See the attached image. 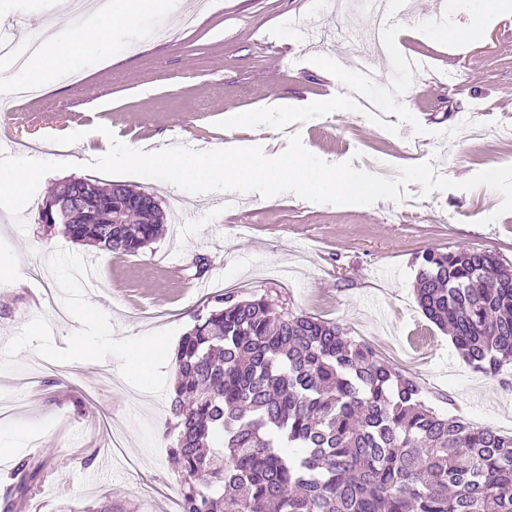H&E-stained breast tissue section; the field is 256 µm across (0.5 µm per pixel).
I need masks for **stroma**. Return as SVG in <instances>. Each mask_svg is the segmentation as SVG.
Here are the masks:
<instances>
[{
    "label": "stroma",
    "instance_id": "35a3bbf8",
    "mask_svg": "<svg viewBox=\"0 0 512 512\" xmlns=\"http://www.w3.org/2000/svg\"><path fill=\"white\" fill-rule=\"evenodd\" d=\"M168 20L154 13L117 25L108 43L84 42L68 61L77 80L43 87L38 99L0 120V138L31 142L37 156L55 160L51 141L71 143V156L107 152L109 127L134 148L184 146L203 150L223 140L217 123L276 100L298 105L326 99L329 74L313 64L315 42L347 65L370 16L361 7L336 12L326 0H164ZM65 20L69 0H0V36L47 11ZM196 14L192 27L183 18ZM164 25L166 40L148 32ZM415 45L427 61L401 103L424 126L415 134L398 124L389 133L370 122L372 103L279 131L240 128V140L266 155L284 151L290 135L329 163L393 177L425 161L463 181L477 172L512 165V28L496 22L472 41L456 34L433 40L422 27H404L399 51ZM70 178L135 185L157 195L167 214L164 235L137 254L115 256L46 234L39 211L56 183ZM410 184L397 202L372 205L313 203L291 193L191 194L139 175L110 177L90 169L52 172L25 207V229L0 210V262L16 265L18 285L0 288V373L19 382L10 394L13 426L28 431L25 446L0 455V512L11 505L14 472L22 462L40 473L28 499L31 512H76L112 500L126 512H171L181 480L169 463L165 436L173 356L193 316L215 295L269 294L295 313L341 325L390 364L415 376L437 412L512 431V367L490 377L473 371L450 336L419 310L414 257L460 245L512 262V212L491 225L500 195L486 187L421 196ZM93 260L100 279L87 291L76 272ZM204 267H197V260ZM101 310L100 328L75 314L57 320L66 302ZM93 339L92 358L72 354L77 338ZM163 341L148 384L125 371L126 351Z\"/></svg>",
    "mask_w": 512,
    "mask_h": 512
}]
</instances>
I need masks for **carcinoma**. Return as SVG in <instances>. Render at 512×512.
<instances>
[{"mask_svg":"<svg viewBox=\"0 0 512 512\" xmlns=\"http://www.w3.org/2000/svg\"><path fill=\"white\" fill-rule=\"evenodd\" d=\"M76 243L131 255L163 231L159 200L69 179ZM425 317L475 371L512 365V264L458 247L415 257ZM167 432L179 512H512V436L439 414L420 383L338 323L266 295L221 294L182 336ZM39 470L21 464L14 498Z\"/></svg>","mask_w":512,"mask_h":512,"instance_id":"obj_1","label":"carcinoma"}]
</instances>
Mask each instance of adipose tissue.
I'll use <instances>...</instances> for the list:
<instances>
[{
	"mask_svg": "<svg viewBox=\"0 0 512 512\" xmlns=\"http://www.w3.org/2000/svg\"><path fill=\"white\" fill-rule=\"evenodd\" d=\"M159 0H101L93 18L60 25L49 18L44 23V37L36 51L28 55L22 69L28 81L43 85L62 81L66 63L76 46L85 39L106 41L112 25L128 24L142 12L157 10Z\"/></svg>",
	"mask_w": 512,
	"mask_h": 512,
	"instance_id": "1",
	"label": "adipose tissue"
}]
</instances>
